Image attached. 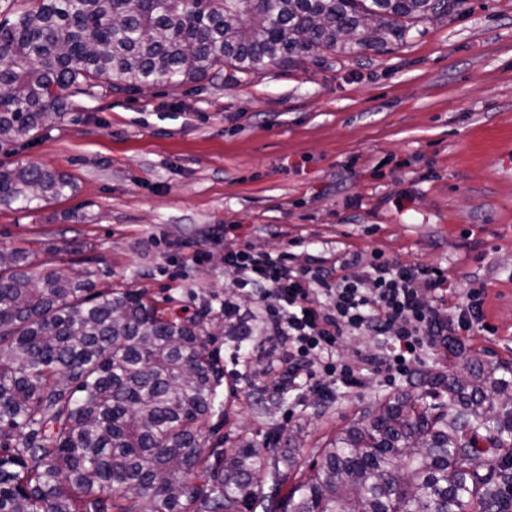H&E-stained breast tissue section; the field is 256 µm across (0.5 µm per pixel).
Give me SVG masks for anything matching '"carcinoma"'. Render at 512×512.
I'll use <instances>...</instances> for the list:
<instances>
[{"mask_svg": "<svg viewBox=\"0 0 512 512\" xmlns=\"http://www.w3.org/2000/svg\"><path fill=\"white\" fill-rule=\"evenodd\" d=\"M460 0H24L0 22V149L34 136L69 97L179 87L229 65L248 74L310 46L351 55L406 39L408 19ZM73 181L31 164L0 168V205L32 210ZM96 272L48 268L0 249V512H512V455L483 430L509 383L459 353L463 374L426 375L435 414L400 391L319 450L285 495L277 449L208 444L222 372L206 327L143 291L96 287ZM267 463L261 486L256 473Z\"/></svg>", "mask_w": 512, "mask_h": 512, "instance_id": "carcinoma-1", "label": "carcinoma"}]
</instances>
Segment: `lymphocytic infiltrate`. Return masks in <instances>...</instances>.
I'll use <instances>...</instances> for the list:
<instances>
[{
  "mask_svg": "<svg viewBox=\"0 0 512 512\" xmlns=\"http://www.w3.org/2000/svg\"><path fill=\"white\" fill-rule=\"evenodd\" d=\"M227 264L251 300L247 309L224 303L231 354L246 361L254 337L274 342L281 353L270 370L277 392L289 388L322 398L338 385L361 386L367 372L393 380L425 349L459 346L491 330L484 285L455 288L436 269L394 263L379 252L365 265L349 249L332 265L314 258L296 268L286 257L245 248L231 252ZM358 264L361 276L347 275ZM346 336H382L386 347L355 368L338 352Z\"/></svg>",
  "mask_w": 512,
  "mask_h": 512,
  "instance_id": "lymphocytic-infiltrate-1",
  "label": "lymphocytic infiltrate"
}]
</instances>
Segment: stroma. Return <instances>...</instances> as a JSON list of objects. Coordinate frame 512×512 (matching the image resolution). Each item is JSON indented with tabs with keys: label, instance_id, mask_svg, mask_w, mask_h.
I'll return each instance as SVG.
<instances>
[{
	"label": "stroma",
	"instance_id": "obj_1",
	"mask_svg": "<svg viewBox=\"0 0 512 512\" xmlns=\"http://www.w3.org/2000/svg\"><path fill=\"white\" fill-rule=\"evenodd\" d=\"M35 164L75 192L32 211L0 206V246L55 267L95 258L101 287L146 291L178 319L202 317L224 378L211 441L280 447L299 433L304 479L315 451L393 392H425L423 373L453 374L455 356L425 355L406 376L367 375L331 398L267 389L270 350L225 361L224 256L241 245L333 258L353 246L439 267L487 288L495 335L468 351L512 380V0H463L411 21L404 43L325 51L292 65L180 88L103 87L70 99L34 138L0 150V166ZM201 261H194L195 251Z\"/></svg>",
	"mask_w": 512,
	"mask_h": 512
}]
</instances>
